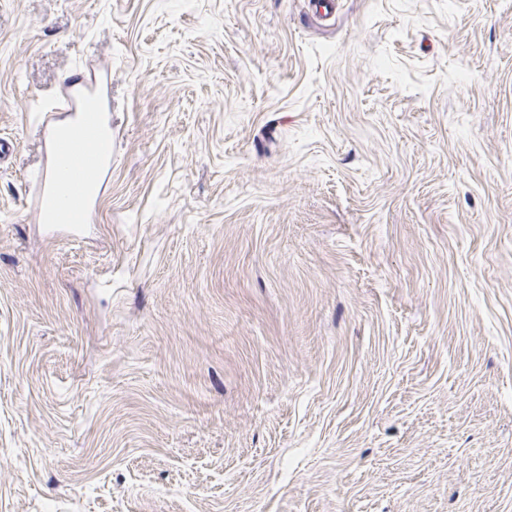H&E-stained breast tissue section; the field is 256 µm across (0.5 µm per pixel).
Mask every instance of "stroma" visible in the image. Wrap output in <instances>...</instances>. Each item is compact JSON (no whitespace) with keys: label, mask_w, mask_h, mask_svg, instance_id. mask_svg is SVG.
<instances>
[{"label":"stroma","mask_w":512,"mask_h":512,"mask_svg":"<svg viewBox=\"0 0 512 512\" xmlns=\"http://www.w3.org/2000/svg\"><path fill=\"white\" fill-rule=\"evenodd\" d=\"M336 2L0 0V512H512V0ZM90 98L101 101V96L96 88L90 86L86 81L78 88L63 83L54 97L53 106L44 109L40 114V119H44L50 112H56L62 106L67 107L69 112L73 113L88 112L87 101ZM108 154H95L90 136L85 131H76L69 137H57L54 141L52 171L60 172L65 166L78 177L71 182L69 192L73 194L80 180L99 179L107 163ZM32 202L31 210L32 213L47 220V213L50 204V200L56 195L55 186L47 182L44 178L37 180L36 185L32 186Z\"/></svg>","instance_id":"1"}]
</instances>
